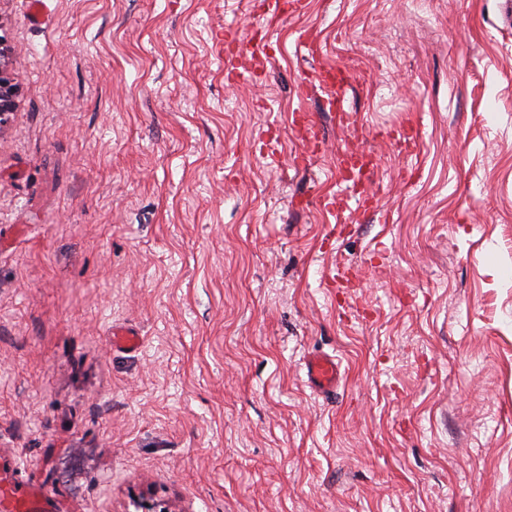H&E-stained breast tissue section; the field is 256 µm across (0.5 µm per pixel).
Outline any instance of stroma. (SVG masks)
<instances>
[{
  "label": "stroma",
  "mask_w": 512,
  "mask_h": 512,
  "mask_svg": "<svg viewBox=\"0 0 512 512\" xmlns=\"http://www.w3.org/2000/svg\"><path fill=\"white\" fill-rule=\"evenodd\" d=\"M262 2L0 0V464L64 512H512L500 0ZM254 45H258V43L251 39L241 40L230 31L224 33L225 72L228 81L236 82L243 79L242 73L234 71L232 68L231 60L234 55L249 52ZM306 369L309 383L313 388L323 394L336 392L341 372L334 357L313 354L306 360Z\"/></svg>",
  "instance_id": "35a3bbf8"
}]
</instances>
